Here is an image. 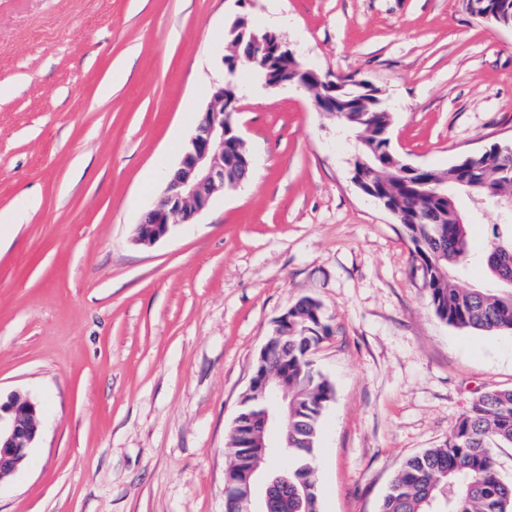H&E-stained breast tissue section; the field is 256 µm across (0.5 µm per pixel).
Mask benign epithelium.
Segmentation results:
<instances>
[{"mask_svg":"<svg viewBox=\"0 0 512 512\" xmlns=\"http://www.w3.org/2000/svg\"><path fill=\"white\" fill-rule=\"evenodd\" d=\"M464 9L492 29H512V0H504L495 10L486 0H464ZM250 42L249 61L269 70L279 58L294 63L295 76L286 80L270 76L264 86L274 88L295 84L315 93V103L320 111H331L330 93L326 89L336 84V76L300 62L295 52L273 30L251 32ZM237 103L238 99L230 100L224 96V83L214 84L211 99L201 112L179 164L166 175L159 199L137 224L136 243L151 246L166 237L172 226L190 220L209 207L215 193L224 188V153L239 156L238 180L249 176L252 160L240 151L244 142L234 121ZM375 176L377 172L364 169L360 173L353 172L352 181L366 196L395 212L387 195L377 190ZM289 324L291 318L286 313L277 320L273 334L261 350L259 363H264L275 350L280 337L288 335ZM250 388L270 402L269 407L257 416V425L269 437L262 447L274 454L278 449L288 447L281 412L282 398L258 372L254 373ZM39 425V404L30 397L14 393L6 401H0V479L13 474L28 458L38 438Z\"/></svg>","mask_w":512,"mask_h":512,"instance_id":"1","label":"benign epithelium"}]
</instances>
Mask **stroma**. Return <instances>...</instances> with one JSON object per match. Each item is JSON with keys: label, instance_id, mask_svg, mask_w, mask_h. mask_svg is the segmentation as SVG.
Instances as JSON below:
<instances>
[{"label": "stroma", "instance_id": "obj_1", "mask_svg": "<svg viewBox=\"0 0 512 512\" xmlns=\"http://www.w3.org/2000/svg\"><path fill=\"white\" fill-rule=\"evenodd\" d=\"M243 12L307 64L381 90L391 147L443 171L512 143V30L461 0H0V395L43 407L0 512H224L229 434L278 318L316 300L334 385L320 512H380L407 458L512 387V335L431 309L397 217L352 181L355 135L291 85L250 83V178L151 246L135 227L221 79ZM457 205L481 254L500 209Z\"/></svg>", "mask_w": 512, "mask_h": 512}]
</instances>
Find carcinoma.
<instances>
[{
    "mask_svg": "<svg viewBox=\"0 0 512 512\" xmlns=\"http://www.w3.org/2000/svg\"><path fill=\"white\" fill-rule=\"evenodd\" d=\"M334 96L342 124L349 130L368 131L357 145L361 162L355 167L381 173L392 203L403 198L401 224L423 267L435 315L459 329L512 333V283L503 279L512 275V267L502 265V255L512 253V224L491 225L490 246L484 256L487 282L463 287L460 279L471 256L470 225L455 201L457 170L450 166L443 172L426 169L403 175L385 167L392 161L391 146L382 132L389 129L391 115L379 90L362 80L341 81ZM510 166L508 151L491 147L488 159L472 175L469 191L481 198L495 189L512 195V178L503 173ZM439 180L448 182L445 198L428 193ZM316 308L308 298L294 305L298 327L286 337L288 361L279 364L276 353L267 361L270 371L285 374L288 409L284 423L293 432L292 439L273 456L247 447L255 438L247 426L248 414L258 404L253 392H248L230 435L229 470L237 483L225 500V512H242L254 494L257 476L265 485H282L274 491L267 512H318L312 456L323 413L334 400V388L314 365L313 349L330 332L326 324L317 336L307 332L318 324ZM501 446L512 447V388L482 393L454 422L444 445L404 461L380 512H512V482L500 476L492 453ZM280 456L293 458L294 467L283 472L274 469Z\"/></svg>",
    "mask_w": 512,
    "mask_h": 512,
    "instance_id": "1",
    "label": "carcinoma"
}]
</instances>
